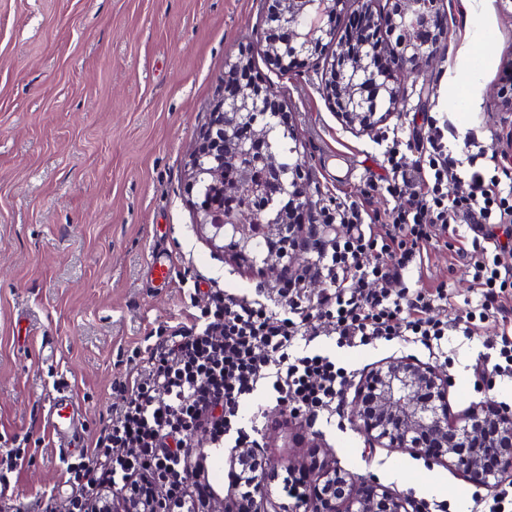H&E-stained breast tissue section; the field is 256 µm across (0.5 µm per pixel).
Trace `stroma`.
Segmentation results:
<instances>
[{"instance_id": "1", "label": "stroma", "mask_w": 512, "mask_h": 512, "mask_svg": "<svg viewBox=\"0 0 512 512\" xmlns=\"http://www.w3.org/2000/svg\"><path fill=\"white\" fill-rule=\"evenodd\" d=\"M443 8L448 28L435 61L402 75L403 102L373 131L356 134L337 120L316 75L335 47L280 73L267 56L264 0H0V448L25 451L9 475L19 500L51 488L56 512H65L61 460L79 451L60 450L47 421L57 383L73 399L65 413L83 443L96 440L146 348L186 312L206 307L196 278L238 296L276 297L291 270L305 275L309 295L326 286L306 273L326 244L318 223L304 222L283 264L261 278L214 256L194 228L190 154L237 58L247 56L255 81L282 102L312 176L314 209L357 200L382 224L405 208L406 196L387 192L377 177L385 150L407 141L422 112L447 122L453 150L468 138L512 156V112L503 103L512 88V0H483L474 17L460 0ZM479 25L483 43L472 35ZM470 65L481 75L466 86L457 76ZM457 246L431 252L421 283L447 289L449 318L473 321V335L452 331L429 349L400 337L353 348L318 337L314 349L350 374L346 402L373 366L411 356L447 373L451 415L489 400L512 407V378L472 375L478 357L495 358L501 325L481 314L473 270ZM157 253L171 264L163 281L153 273ZM242 412L257 418L260 483L286 506L294 503L286 481L315 482L319 460L406 494L426 512H485L497 490L409 448H368L346 414L311 426L281 415L261 388ZM431 479L447 493L426 494Z\"/></svg>"}]
</instances>
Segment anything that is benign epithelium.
Segmentation results:
<instances>
[{"instance_id":"1","label":"benign epithelium","mask_w":512,"mask_h":512,"mask_svg":"<svg viewBox=\"0 0 512 512\" xmlns=\"http://www.w3.org/2000/svg\"><path fill=\"white\" fill-rule=\"evenodd\" d=\"M438 0H405L384 12L380 0H272L266 17L267 51L273 65L289 72L336 41L337 15L363 19L345 36L341 52L321 77L323 94L350 130L368 131L404 98L405 87L389 79L395 69L419 73L439 51L447 28ZM385 26L411 32L412 40L394 56L377 37ZM249 63L240 59L226 75L224 91L191 154L188 191L194 202L197 231L220 256L256 266V238L265 240L263 264L274 266L283 252L274 242L290 244L301 224L279 215L262 224L261 211L224 209V195L259 199L274 192L293 199L301 213L311 209L310 183L299 146L288 162L277 163L272 135L290 130L283 105L247 79ZM448 376L410 356L391 358L371 369L351 405L350 420L370 448H412L425 458L452 461L480 485L512 477V409L488 401L453 417L448 413ZM309 512H421L412 498L373 481H358L333 465L322 468L310 494ZM121 512H171L168 496L157 493L144 508L134 501Z\"/></svg>"}]
</instances>
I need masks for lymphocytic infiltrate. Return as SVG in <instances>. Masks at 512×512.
Wrapping results in <instances>:
<instances>
[{
    "label": "lymphocytic infiltrate",
    "mask_w": 512,
    "mask_h": 512,
    "mask_svg": "<svg viewBox=\"0 0 512 512\" xmlns=\"http://www.w3.org/2000/svg\"><path fill=\"white\" fill-rule=\"evenodd\" d=\"M414 144H427L425 164L408 165L389 149L386 169L393 184L409 191L406 209L391 214L382 229L364 221L357 203L324 212L325 227L341 223L348 231L333 241L325 266L327 288L316 298L320 317L330 319L336 344L357 347L401 337L431 347L447 336L450 323L439 309L447 302L446 289L429 293L404 287L410 267L421 264L433 248L431 227L448 233L464 224L473 241L493 243V255L471 256L473 279L482 290V311L502 316L499 373L512 378V318L502 303L512 288V184L500 186L486 178L485 163L498 155L468 151L467 170L448 151L444 127L427 120L425 130H413ZM466 183L467 191L445 202V181ZM386 253L391 264L378 263ZM289 315L268 304L210 289L202 316L174 327L150 349L126 383L127 395L116 408L112 428L78 461L67 463L70 512H110L113 494L148 501L155 483L168 487L177 512H197L210 496L205 456L195 439L205 432L211 447L226 443L257 447V440L240 428V408L259 385H266L277 404L317 417L340 412L345 370L329 356L297 353L300 343H312L315 332L307 324L312 314L303 278L284 290Z\"/></svg>",
    "instance_id": "lymphocytic-infiltrate-1"
}]
</instances>
